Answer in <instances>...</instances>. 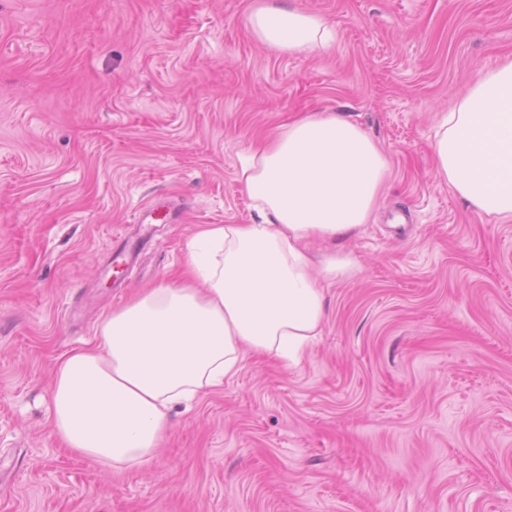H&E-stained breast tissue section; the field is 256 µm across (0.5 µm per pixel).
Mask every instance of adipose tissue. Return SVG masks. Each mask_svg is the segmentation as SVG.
I'll return each mask as SVG.
<instances>
[{
	"mask_svg": "<svg viewBox=\"0 0 512 512\" xmlns=\"http://www.w3.org/2000/svg\"><path fill=\"white\" fill-rule=\"evenodd\" d=\"M248 25L280 54L334 42L322 16L289 0H261ZM433 150L440 179L480 213L512 222L511 61L443 113ZM391 174L386 154L346 118L321 112L282 125L238 175L259 223L201 230L182 279L142 290L100 322L94 346L61 359L55 437L103 467L140 468L167 436L170 408L223 385L242 350L298 364L321 333L323 282L354 269L340 254L313 264L309 244L361 230Z\"/></svg>",
	"mask_w": 512,
	"mask_h": 512,
	"instance_id": "obj_1",
	"label": "adipose tissue"
}]
</instances>
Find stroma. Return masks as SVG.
Returning a JSON list of instances; mask_svg holds the SVG:
<instances>
[{"label": "stroma", "mask_w": 512, "mask_h": 512, "mask_svg": "<svg viewBox=\"0 0 512 512\" xmlns=\"http://www.w3.org/2000/svg\"><path fill=\"white\" fill-rule=\"evenodd\" d=\"M326 54L253 38L254 0H0V512H512V223L435 175L433 129L512 59V0H291ZM328 111L392 165L336 244L300 363L246 354L173 406L152 463L63 448L59 359L173 279L198 231L252 224V145ZM145 208L176 220L132 223ZM144 239L112 269L113 234Z\"/></svg>", "instance_id": "35a3bbf8"}]
</instances>
